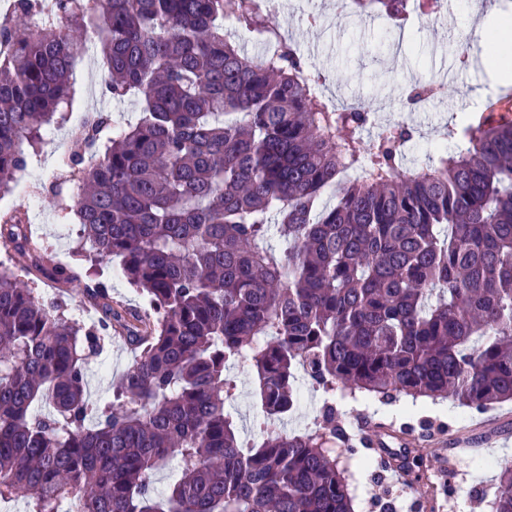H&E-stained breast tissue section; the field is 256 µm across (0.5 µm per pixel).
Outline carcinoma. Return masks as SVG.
Returning a JSON list of instances; mask_svg holds the SVG:
<instances>
[{
	"label": "carcinoma",
	"mask_w": 512,
	"mask_h": 512,
	"mask_svg": "<svg viewBox=\"0 0 512 512\" xmlns=\"http://www.w3.org/2000/svg\"><path fill=\"white\" fill-rule=\"evenodd\" d=\"M14 0L0 22V198L46 131L64 123L76 63L94 37L112 99L139 101L110 135L99 110L75 130L51 182L77 262L57 264L0 210V242L28 275L83 281L102 315L86 326L0 264V502L26 512H353L330 448L336 406L315 429L264 432L246 448L225 410L233 361L257 378L265 423L297 405L299 364L326 393L383 400H512V121H452L427 162L404 169L415 128L338 109L304 78L267 0ZM440 0H336L404 29ZM266 33L248 56L225 31ZM337 187L334 202L322 194ZM276 230L286 247L269 241ZM120 262L152 312L112 300L92 277ZM137 351L95 405L88 359L112 333ZM178 461L158 496L151 476ZM494 512H512V465Z\"/></svg>",
	"instance_id": "carcinoma-1"
}]
</instances>
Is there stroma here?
<instances>
[{
	"label": "stroma",
	"mask_w": 512,
	"mask_h": 512,
	"mask_svg": "<svg viewBox=\"0 0 512 512\" xmlns=\"http://www.w3.org/2000/svg\"><path fill=\"white\" fill-rule=\"evenodd\" d=\"M313 12L324 14L326 27L308 24L307 16ZM273 14L280 31L308 52L329 88L370 111L378 113L385 106L402 104V95L413 82L443 84L439 111L401 114L402 120L415 124L420 132L410 156L433 148L442 108L460 107L461 117L473 120L507 97L511 103L499 114L512 120V85L504 90L483 89L480 104L473 106L469 99L478 78L473 70L452 65L448 52L451 36L470 33L471 55L483 49L482 36L470 32L469 14L460 0H455L447 25L434 27L424 19L406 38L399 37L381 18L337 17L336 0H278ZM87 108L108 111L113 124L122 127L137 120L140 106L131 99L113 101L103 91L99 69L86 66L81 81L75 84L67 130L77 128ZM29 232L51 252L73 258L78 235L61 233L52 196L40 195L29 214ZM25 281L41 299L64 297L69 318L85 324L97 322L99 314L88 302L83 283L57 285L30 275ZM134 360V351L122 339H112L100 358L90 361L92 398L110 399L114 381ZM232 377L236 388L227 408L242 443L259 442L264 417L254 372L245 363L236 366ZM296 388L297 406L278 422V429L304 432L314 427L325 395L302 371L297 374ZM336 416L348 432L347 442L336 445L334 453L345 471L354 512H493L500 468L512 464V401L476 409L448 398L434 402L401 396L386 401L340 389L336 392ZM399 446L404 452L395 461L396 469H406L416 461L427 473L411 493L406 492L404 481L395 479L393 471H377L381 451Z\"/></svg>",
	"instance_id": "stroma-1"
}]
</instances>
